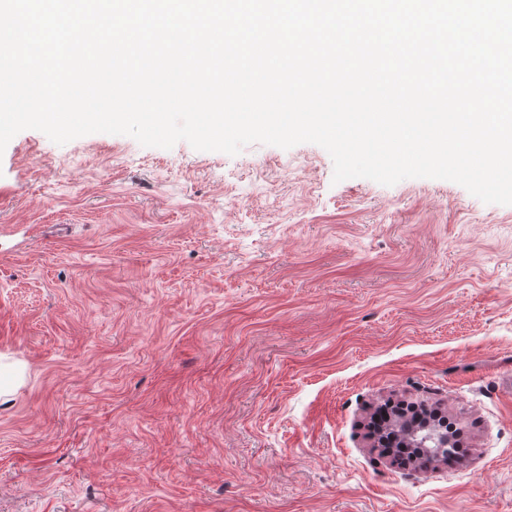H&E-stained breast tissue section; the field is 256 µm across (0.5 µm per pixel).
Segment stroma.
Returning <instances> with one entry per match:
<instances>
[{
	"label": "stroma",
	"instance_id": "1",
	"mask_svg": "<svg viewBox=\"0 0 512 512\" xmlns=\"http://www.w3.org/2000/svg\"><path fill=\"white\" fill-rule=\"evenodd\" d=\"M0 512H512V205L36 130L0 154ZM437 408L454 458L375 445Z\"/></svg>",
	"mask_w": 512,
	"mask_h": 512
}]
</instances>
